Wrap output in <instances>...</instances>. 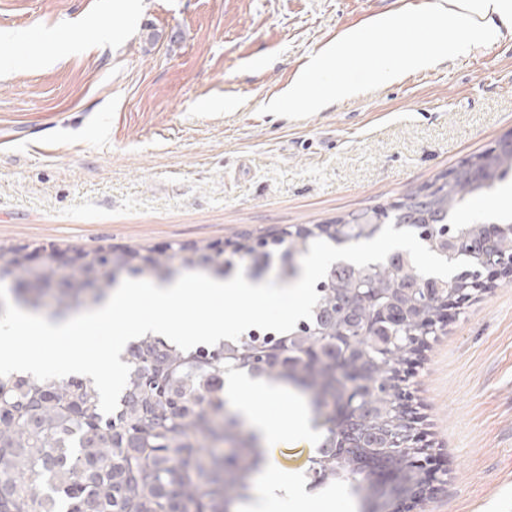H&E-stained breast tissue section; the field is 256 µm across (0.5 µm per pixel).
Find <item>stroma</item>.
<instances>
[{"mask_svg":"<svg viewBox=\"0 0 512 512\" xmlns=\"http://www.w3.org/2000/svg\"><path fill=\"white\" fill-rule=\"evenodd\" d=\"M435 0H0V247L191 249L327 223L396 200L512 135V32L362 85L323 110L273 112L312 57L363 33L360 80L392 34L429 36ZM442 486L414 512H512V275L451 310L408 363ZM314 439L282 463L332 512L347 484L310 483Z\"/></svg>","mask_w":512,"mask_h":512,"instance_id":"35a3bbf8","label":"stroma"}]
</instances>
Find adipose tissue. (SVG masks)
Listing matches in <instances>:
<instances>
[{
  "instance_id": "1",
  "label": "adipose tissue",
  "mask_w": 512,
  "mask_h": 512,
  "mask_svg": "<svg viewBox=\"0 0 512 512\" xmlns=\"http://www.w3.org/2000/svg\"><path fill=\"white\" fill-rule=\"evenodd\" d=\"M437 27H452L462 39L491 42L497 39L502 28L512 29V0H447L436 19ZM361 38L360 33L350 32L344 40L329 45L313 61L298 83L289 89L281 104L292 107L298 98H306L314 107L335 100L349 98L356 87L354 81L337 78L345 55ZM434 58L423 52H400L385 44L378 51L371 68L366 71L369 82L389 80L405 69L424 68L433 64ZM224 393L234 409L248 423L250 432L262 441L284 439L295 433H309L310 422L306 406L299 398H291L288 416L282 425H275L268 417L263 404L285 395V388L263 384L245 375H232L224 380ZM290 477L275 453H268L261 472V482L243 512H265L266 503L276 494L287 492Z\"/></svg>"
}]
</instances>
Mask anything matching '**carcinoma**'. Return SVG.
<instances>
[{"label":"carcinoma","instance_id":"1","mask_svg":"<svg viewBox=\"0 0 512 512\" xmlns=\"http://www.w3.org/2000/svg\"><path fill=\"white\" fill-rule=\"evenodd\" d=\"M512 175V155L499 158L486 186L474 185L465 166L452 172L430 198L423 188L407 192L385 207L352 212L333 224H347L340 235L321 224L258 236L238 234L234 248L218 251L205 244L183 256L146 248L90 250V260L63 275L50 260L32 270L20 264L10 274L15 306L31 313L66 316L103 302L117 275L129 272L170 282L182 271L200 268L228 279L241 261L261 278L272 268L285 279L300 274L299 259L310 244L336 246L371 240L382 228L413 231L431 251L449 261L480 260L461 247L448 252V237L463 243L483 233L478 221H455L467 198L491 190ZM472 280L422 276L410 256L395 250L381 263L359 268L333 263L316 292L312 318L301 319L289 333L249 334L217 348L182 351L148 333L131 342L123 356L130 366L118 407L105 414L90 378L38 381L13 373L0 377V512H228L259 472L265 450L244 422L225 411L224 376L240 372L268 384L291 383L308 396L314 419L327 435L311 458L312 482L346 480L357 496L376 494L356 470L357 452L390 448L393 467L407 481L412 467L410 444L392 445L404 429L397 407L401 366L413 356L412 344L425 327L440 328L434 295L448 283ZM357 288H368L377 304H341ZM404 312L384 319L377 307ZM351 365L369 366L365 383L352 388L336 378L343 350ZM359 395L358 417L372 425L354 432L336 413L350 391Z\"/></svg>","mask_w":512,"mask_h":512}]
</instances>
